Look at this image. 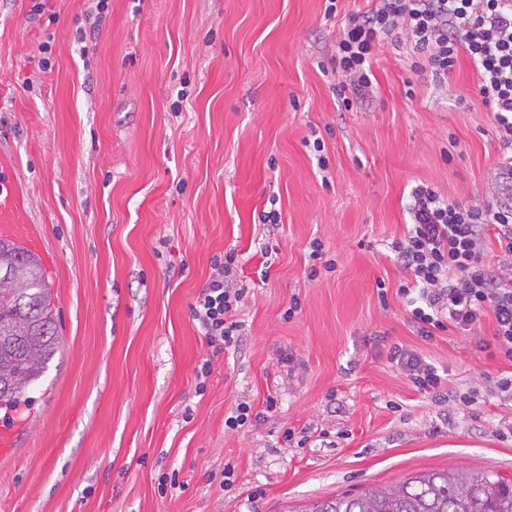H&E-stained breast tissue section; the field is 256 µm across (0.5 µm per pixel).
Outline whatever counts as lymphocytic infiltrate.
Instances as JSON below:
<instances>
[{"mask_svg":"<svg viewBox=\"0 0 512 512\" xmlns=\"http://www.w3.org/2000/svg\"><path fill=\"white\" fill-rule=\"evenodd\" d=\"M351 13L336 44L340 90L362 99L374 79L373 60L385 45L408 44L435 85L447 84L460 57H467L479 92L511 154L495 175L494 205L466 207L444 199L434 187L416 185L411 222L393 250L407 273L399 285L418 335L471 332L485 312L495 319L493 340L512 362V0H370ZM495 233L504 255L497 269L484 260L482 244ZM213 274L190 306L191 316L213 352L241 343L235 317L247 296L238 284V255H214ZM390 358L420 392L443 400L444 376L415 350L394 347Z\"/></svg>","mask_w":512,"mask_h":512,"instance_id":"1","label":"lymphocytic infiltrate"}]
</instances>
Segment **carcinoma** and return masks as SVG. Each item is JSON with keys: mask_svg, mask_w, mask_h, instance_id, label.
Returning a JSON list of instances; mask_svg holds the SVG:
<instances>
[{"mask_svg": "<svg viewBox=\"0 0 512 512\" xmlns=\"http://www.w3.org/2000/svg\"><path fill=\"white\" fill-rule=\"evenodd\" d=\"M0 406L18 405L58 350L54 304L40 260L0 241ZM303 512H512V480L492 471L438 470L411 475L388 488L342 493Z\"/></svg>", "mask_w": 512, "mask_h": 512, "instance_id": "carcinoma-1", "label": "carcinoma"}]
</instances>
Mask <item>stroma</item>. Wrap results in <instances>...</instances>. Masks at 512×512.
Instances as JSON below:
<instances>
[{"label":"stroma","mask_w":512,"mask_h":512,"mask_svg":"<svg viewBox=\"0 0 512 512\" xmlns=\"http://www.w3.org/2000/svg\"><path fill=\"white\" fill-rule=\"evenodd\" d=\"M97 3L0 0V147L52 257L59 337L25 403L0 408L18 441L0 459V512H303L430 470L512 479V401L492 389L512 362L492 316L423 340L389 249L419 183L495 202L502 145L469 62L438 90L406 50L383 49L368 100L346 108L336 39L366 0H339L331 19L326 0ZM316 238L335 267L311 280ZM231 248L245 334L212 355L190 306ZM395 344L475 405L417 391ZM239 400L258 419L231 430Z\"/></svg>","instance_id":"stroma-1"}]
</instances>
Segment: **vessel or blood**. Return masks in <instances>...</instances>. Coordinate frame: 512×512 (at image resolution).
<instances>
[{
  "label": "vessel or blood",
  "instance_id": "vessel-or-blood-1",
  "mask_svg": "<svg viewBox=\"0 0 512 512\" xmlns=\"http://www.w3.org/2000/svg\"><path fill=\"white\" fill-rule=\"evenodd\" d=\"M14 156L0 152V239L25 246L41 253V241L33 229L29 198L13 177Z\"/></svg>",
  "mask_w": 512,
  "mask_h": 512
}]
</instances>
